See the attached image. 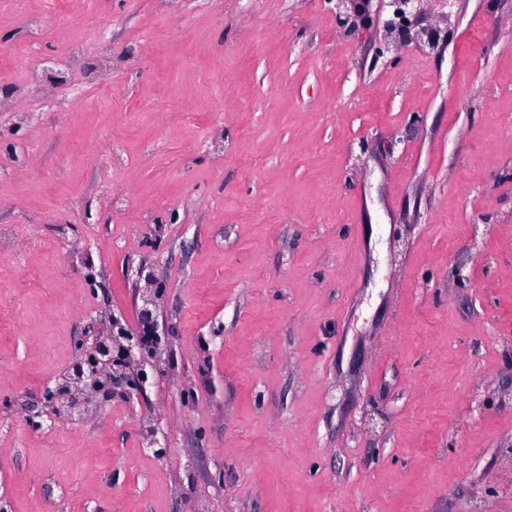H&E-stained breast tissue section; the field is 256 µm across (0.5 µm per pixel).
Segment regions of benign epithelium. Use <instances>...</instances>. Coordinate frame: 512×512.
I'll return each instance as SVG.
<instances>
[{
    "label": "benign epithelium",
    "instance_id": "7a95c632",
    "mask_svg": "<svg viewBox=\"0 0 512 512\" xmlns=\"http://www.w3.org/2000/svg\"><path fill=\"white\" fill-rule=\"evenodd\" d=\"M335 9L341 25H354V0H336ZM139 279L145 281L140 311L142 329L133 331L118 317H111L104 332L79 345L67 375L44 388L40 406L26 413L28 427L40 430L57 420L84 415L92 404L101 407L114 399L131 405L148 382L149 372H161L154 279L150 273L139 275ZM144 434L149 452L158 457L168 454L166 439L158 437L157 428L147 426Z\"/></svg>",
    "mask_w": 512,
    "mask_h": 512
}]
</instances>
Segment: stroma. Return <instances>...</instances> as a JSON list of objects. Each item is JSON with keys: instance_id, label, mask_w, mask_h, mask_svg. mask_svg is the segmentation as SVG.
<instances>
[{"instance_id": "35a3bbf8", "label": "stroma", "mask_w": 512, "mask_h": 512, "mask_svg": "<svg viewBox=\"0 0 512 512\" xmlns=\"http://www.w3.org/2000/svg\"><path fill=\"white\" fill-rule=\"evenodd\" d=\"M244 7L0 0V225L42 242L0 276V496L512 512V0L426 7L391 53L386 0L351 30L332 0ZM97 39L120 82L95 77ZM78 44L53 99L22 93ZM141 265L164 374L134 405L25 426L108 315L137 328Z\"/></svg>"}]
</instances>
